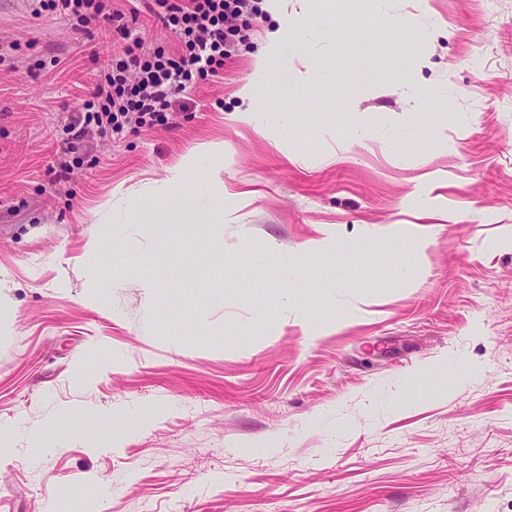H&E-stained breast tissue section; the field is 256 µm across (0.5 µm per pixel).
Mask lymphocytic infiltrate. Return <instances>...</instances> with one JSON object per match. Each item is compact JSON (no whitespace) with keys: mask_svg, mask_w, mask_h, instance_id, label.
<instances>
[{"mask_svg":"<svg viewBox=\"0 0 512 512\" xmlns=\"http://www.w3.org/2000/svg\"><path fill=\"white\" fill-rule=\"evenodd\" d=\"M250 2L147 0L151 15L178 38L174 51L162 44L145 47L112 0H39L41 11L66 18L75 30L103 22L115 26L123 40L118 50L91 54L94 82L68 132L92 125L109 137L128 127L164 123L180 109L183 93L223 73L228 49L242 32L236 20Z\"/></svg>","mask_w":512,"mask_h":512,"instance_id":"obj_1","label":"lymphocytic infiltrate"}]
</instances>
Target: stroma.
<instances>
[{"mask_svg":"<svg viewBox=\"0 0 512 512\" xmlns=\"http://www.w3.org/2000/svg\"><path fill=\"white\" fill-rule=\"evenodd\" d=\"M16 39L0 512H512V0H287L186 111L88 131L60 182L102 39L0 0V44ZM48 421L61 450L32 445ZM285 45V34L280 29L266 36L262 49L256 56L254 75L257 84L266 82L272 74L279 71Z\"/></svg>","mask_w":512,"mask_h":512,"instance_id":"35a3bbf8","label":"stroma"}]
</instances>
